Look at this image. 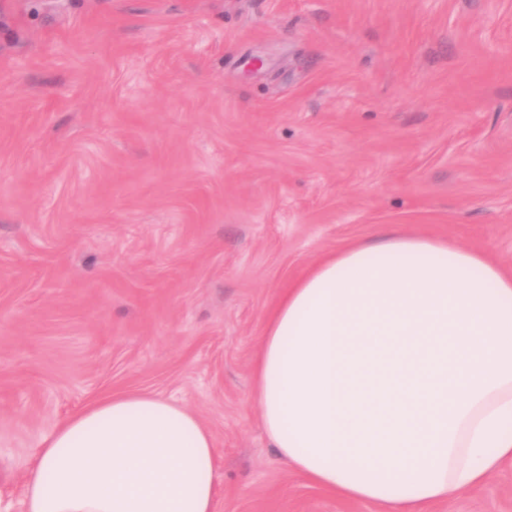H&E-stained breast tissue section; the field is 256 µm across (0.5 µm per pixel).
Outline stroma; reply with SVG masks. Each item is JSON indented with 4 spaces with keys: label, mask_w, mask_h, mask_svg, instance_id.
Instances as JSON below:
<instances>
[{
    "label": "stroma",
    "mask_w": 512,
    "mask_h": 512,
    "mask_svg": "<svg viewBox=\"0 0 512 512\" xmlns=\"http://www.w3.org/2000/svg\"><path fill=\"white\" fill-rule=\"evenodd\" d=\"M386 229L512 268V0H0V512L128 391L211 429L215 512H377L278 459L252 365ZM430 512H512V465Z\"/></svg>",
    "instance_id": "stroma-1"
}]
</instances>
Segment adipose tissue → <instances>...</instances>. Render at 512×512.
<instances>
[{"label":"adipose tissue","instance_id":"ef3b65f1","mask_svg":"<svg viewBox=\"0 0 512 512\" xmlns=\"http://www.w3.org/2000/svg\"><path fill=\"white\" fill-rule=\"evenodd\" d=\"M253 399L278 458L380 512H425L512 463V273L440 238L382 233L322 260L265 318ZM211 431L112 393L42 439L26 512H215Z\"/></svg>","mask_w":512,"mask_h":512}]
</instances>
